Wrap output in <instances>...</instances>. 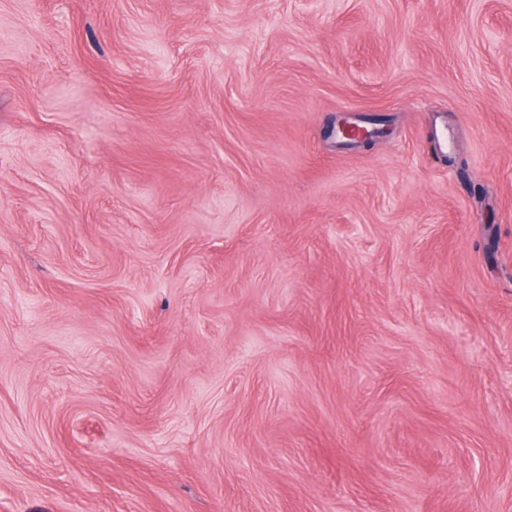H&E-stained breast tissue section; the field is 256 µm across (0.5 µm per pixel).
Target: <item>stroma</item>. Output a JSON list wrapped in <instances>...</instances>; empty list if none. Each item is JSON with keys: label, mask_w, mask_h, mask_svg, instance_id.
Segmentation results:
<instances>
[{"label": "stroma", "mask_w": 512, "mask_h": 512, "mask_svg": "<svg viewBox=\"0 0 512 512\" xmlns=\"http://www.w3.org/2000/svg\"><path fill=\"white\" fill-rule=\"evenodd\" d=\"M0 512H512V0H0ZM338 132L341 133L344 139L355 140V143L369 144L373 143L376 138L383 137L385 134L384 128H372L369 130L366 127H360L354 123L349 122L348 118L343 117L339 120ZM352 132L350 134L349 132Z\"/></svg>", "instance_id": "obj_1"}]
</instances>
